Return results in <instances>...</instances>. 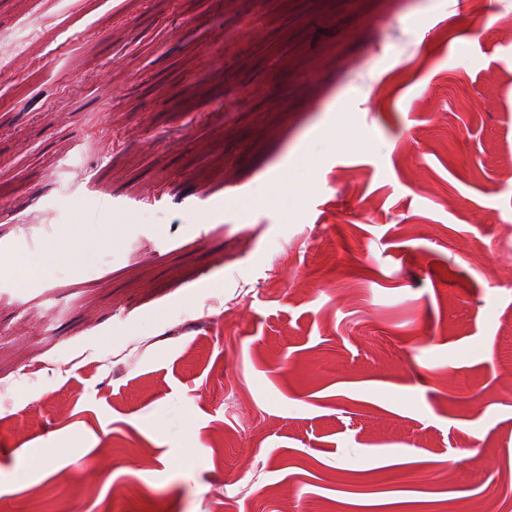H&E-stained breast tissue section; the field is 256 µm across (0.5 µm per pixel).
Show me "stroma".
Segmentation results:
<instances>
[{
  "mask_svg": "<svg viewBox=\"0 0 512 512\" xmlns=\"http://www.w3.org/2000/svg\"><path fill=\"white\" fill-rule=\"evenodd\" d=\"M24 21L0 512H472L512 484V0H0Z\"/></svg>",
  "mask_w": 512,
  "mask_h": 512,
  "instance_id": "stroma-1",
  "label": "stroma"
}]
</instances>
